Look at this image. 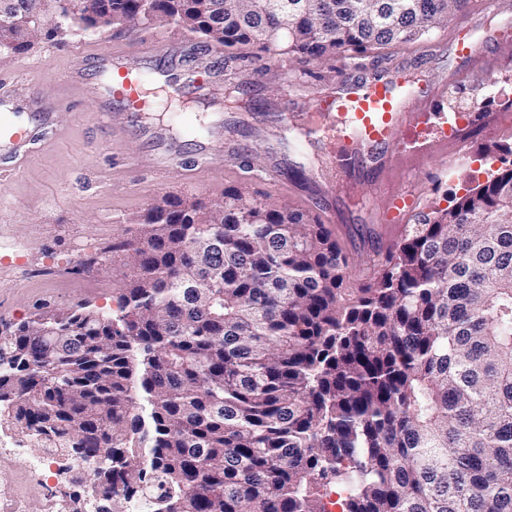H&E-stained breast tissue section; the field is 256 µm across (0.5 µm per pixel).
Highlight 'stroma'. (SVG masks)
<instances>
[{
	"mask_svg": "<svg viewBox=\"0 0 512 512\" xmlns=\"http://www.w3.org/2000/svg\"><path fill=\"white\" fill-rule=\"evenodd\" d=\"M480 2L468 0L447 26L412 42L360 55L345 50L307 65L279 57L262 71L230 62L212 64L210 45L189 39L176 27L159 25L132 32L122 27L96 33L71 28L35 40L23 53L0 57V80L10 83L28 113L36 114L43 106L30 100L36 88L58 116L19 168L0 161V326L88 300L115 309L113 297L124 285L127 268L124 253L113 252L112 246L125 239L128 217L166 195L218 196L240 184L230 164L207 170L199 181L183 180L182 168L220 148L240 153L251 167L263 171V180L249 184L257 197L293 207L307 200L308 213L325 220L351 257V282L362 284L373 272L377 253L387 252L405 233L404 225L373 218L385 187L400 182L419 190L427 212L447 207L451 193L486 180V147L512 143V127L492 125L498 103L512 101V14L481 9ZM486 30L502 33L489 47L503 62L494 71L491 88L454 77L460 63L452 46L459 33L478 36ZM158 37L165 45L164 70L185 78L210 66L194 99L206 104L220 98L225 84H238L259 112L223 111L221 136L183 138L173 165L151 172L138 163L146 155L166 153V141L144 138L122 121L92 115L96 80H73L69 74L79 50L90 59L123 51L128 61L144 64V51ZM398 72L440 88L448 112L463 118L464 147L432 155L402 177L355 169L347 189L324 195V188L336 179V145L318 143L305 128L290 125L288 114L321 111L337 80L364 81ZM283 178L287 189H276L275 181Z\"/></svg>",
	"mask_w": 512,
	"mask_h": 512,
	"instance_id": "35a3bbf8",
	"label": "stroma"
}]
</instances>
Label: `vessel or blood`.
<instances>
[{"instance_id":"vessel-or-blood-1","label":"vessel or blood","mask_w":512,"mask_h":512,"mask_svg":"<svg viewBox=\"0 0 512 512\" xmlns=\"http://www.w3.org/2000/svg\"><path fill=\"white\" fill-rule=\"evenodd\" d=\"M497 33H487L483 43L461 41L455 46L458 57L469 60L466 76L480 80L488 66L483 61L482 45L492 44ZM97 62L109 75V84L100 99L120 103L128 116L145 110L147 101L135 69L103 55ZM335 111L323 113L318 131L322 137H336L344 146L336 157L335 170L349 174L362 167L375 172L406 173L430 155L447 150L448 142L458 139L443 107L428 90L415 86L414 79L404 73L375 77L366 81L336 83L333 96ZM55 113L39 115L40 128L34 129L19 121L16 112L0 103V155L26 159L39 129L49 128ZM416 205L408 190L387 189L378 213L390 224L406 223Z\"/></svg>"}]
</instances>
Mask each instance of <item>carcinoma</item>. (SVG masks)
<instances>
[{"mask_svg":"<svg viewBox=\"0 0 512 512\" xmlns=\"http://www.w3.org/2000/svg\"><path fill=\"white\" fill-rule=\"evenodd\" d=\"M0 0V50L175 25L243 63L407 42L467 0ZM350 286L323 224L243 186L130 218L117 309L0 330V430L71 459L72 512H512V147Z\"/></svg>","mask_w":512,"mask_h":512,"instance_id":"cac0c4a2","label":"carcinoma"}]
</instances>
